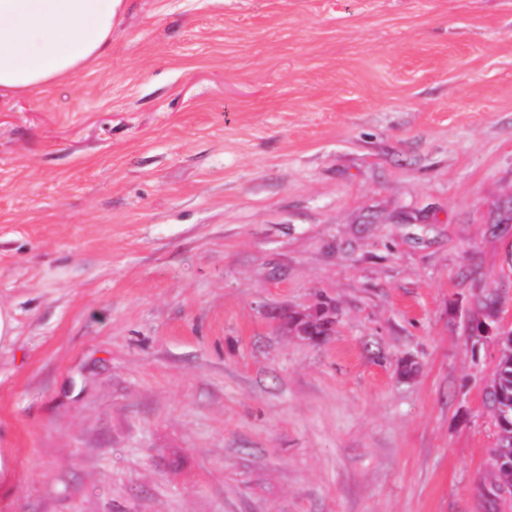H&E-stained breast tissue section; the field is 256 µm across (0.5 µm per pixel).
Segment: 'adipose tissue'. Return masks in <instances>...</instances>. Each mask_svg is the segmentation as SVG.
<instances>
[{
    "instance_id": "ef3b65f1",
    "label": "adipose tissue",
    "mask_w": 512,
    "mask_h": 512,
    "mask_svg": "<svg viewBox=\"0 0 512 512\" xmlns=\"http://www.w3.org/2000/svg\"><path fill=\"white\" fill-rule=\"evenodd\" d=\"M122 0H0V94L22 96L104 56Z\"/></svg>"
}]
</instances>
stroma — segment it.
Returning a JSON list of instances; mask_svg holds the SVG:
<instances>
[{
    "mask_svg": "<svg viewBox=\"0 0 512 512\" xmlns=\"http://www.w3.org/2000/svg\"><path fill=\"white\" fill-rule=\"evenodd\" d=\"M489 292L512 0H124L0 99V512H488Z\"/></svg>",
    "mask_w": 512,
    "mask_h": 512,
    "instance_id": "stroma-1",
    "label": "stroma"
}]
</instances>
